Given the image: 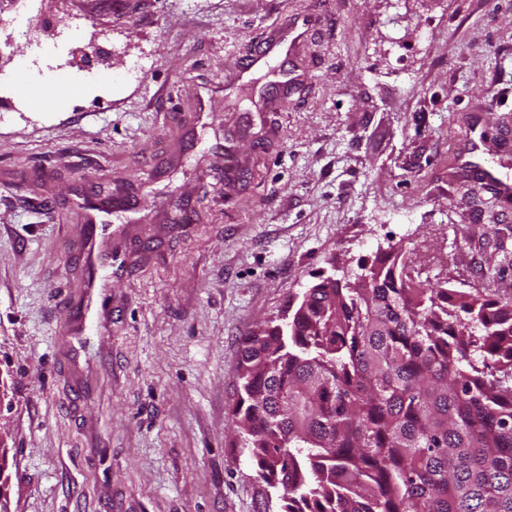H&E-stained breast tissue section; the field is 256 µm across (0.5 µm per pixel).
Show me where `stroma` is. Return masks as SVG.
<instances>
[{"mask_svg": "<svg viewBox=\"0 0 512 512\" xmlns=\"http://www.w3.org/2000/svg\"><path fill=\"white\" fill-rule=\"evenodd\" d=\"M283 27L298 84L272 111L224 75ZM475 127L473 162L512 178V0H0L7 512H280L235 445L243 337L392 246L512 299V208L462 167ZM113 195L112 320L69 383L81 203Z\"/></svg>", "mask_w": 512, "mask_h": 512, "instance_id": "stroma-1", "label": "stroma"}]
</instances>
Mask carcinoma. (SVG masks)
Instances as JSON below:
<instances>
[{"label": "carcinoma", "instance_id": "cac0c4a2", "mask_svg": "<svg viewBox=\"0 0 512 512\" xmlns=\"http://www.w3.org/2000/svg\"><path fill=\"white\" fill-rule=\"evenodd\" d=\"M243 338L232 407L281 512H512V301L400 248Z\"/></svg>", "mask_w": 512, "mask_h": 512}]
</instances>
